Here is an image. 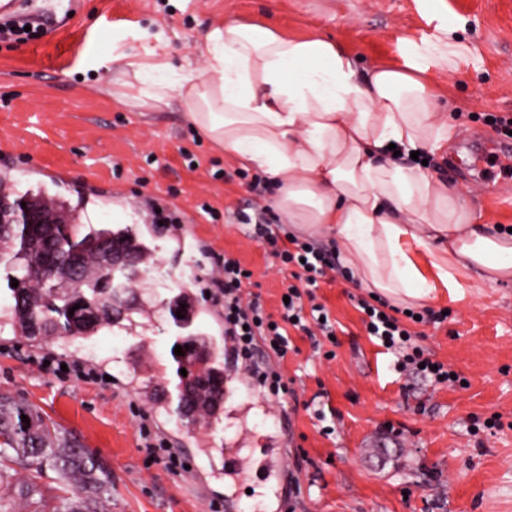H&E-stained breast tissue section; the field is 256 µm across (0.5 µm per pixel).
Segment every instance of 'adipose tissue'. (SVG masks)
<instances>
[{
  "label": "adipose tissue",
  "mask_w": 512,
  "mask_h": 512,
  "mask_svg": "<svg viewBox=\"0 0 512 512\" xmlns=\"http://www.w3.org/2000/svg\"><path fill=\"white\" fill-rule=\"evenodd\" d=\"M199 52L201 68L180 72L130 62L133 79L113 81V97L149 108L178 98L214 146L280 183L283 223L334 241L358 282L392 304L457 297L470 272L489 285L512 278V233L481 223L470 189L398 159L455 136L430 77L452 69L447 36L363 76L336 42L264 27L213 26Z\"/></svg>",
  "instance_id": "adipose-tissue-1"
}]
</instances>
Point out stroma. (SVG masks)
Returning <instances> with one entry per match:
<instances>
[{"label":"stroma","mask_w":512,"mask_h":512,"mask_svg":"<svg viewBox=\"0 0 512 512\" xmlns=\"http://www.w3.org/2000/svg\"><path fill=\"white\" fill-rule=\"evenodd\" d=\"M17 18L43 36L0 50V173L17 193L43 194L75 207L77 221L131 228L163 267L140 289L144 309L189 289L190 333L224 346V313L206 289L212 257L230 253L254 273L268 311L280 304L284 275L233 211L270 204L236 177L237 163L197 131L178 101L150 109L112 98L120 57L164 53L175 69L199 66L198 45L219 21L270 28L288 37L313 33L338 42L359 68L402 64L412 45L448 24L459 44L454 74L434 71L449 97L442 118L458 128L447 149L428 155L444 182L477 186L469 205L484 223L512 227V174L486 162L465 174L449 159L465 145L498 138L488 115L512 117V0H18ZM178 223L153 232L154 204ZM210 212H203L202 204ZM460 298H445L444 324L416 325L417 344L461 379L432 385L394 371L391 355L368 338L356 299L365 288L337 275L318 295L338 323L333 359L309 337L282 366L294 395L269 401L247 378L228 383L219 418L186 429L174 413L141 397L153 381L174 398L172 348L182 328L169 316L132 331L36 342L0 326V394L37 406L108 466L110 512H208L234 496L239 512H512V279L490 286L464 278ZM79 361L110 376L106 386L62 382L41 357ZM151 370L136 373L141 356ZM139 406L152 431L180 450L189 473L145 468L138 450ZM335 425L324 436L322 424ZM393 432H386V425ZM246 466L224 474L219 449ZM15 512H52L58 479L46 471L39 494L11 475Z\"/></svg>","instance_id":"obj_1"}]
</instances>
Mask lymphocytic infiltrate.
<instances>
[{
	"label": "lymphocytic infiltrate",
	"instance_id": "1",
	"mask_svg": "<svg viewBox=\"0 0 512 512\" xmlns=\"http://www.w3.org/2000/svg\"><path fill=\"white\" fill-rule=\"evenodd\" d=\"M266 214L262 208L255 215H243L242 221L250 225L252 238L278 260L281 271L287 272L283 288L287 303L277 312L266 311L259 295L249 291L251 276L238 259L228 255L216 258L210 279L224 311V340L230 345L231 362L247 373L252 390L276 398L290 392L279 370L290 350V330L309 336L318 332L331 341L336 338V324L318 302L316 291L321 283L333 281L337 263L335 247L299 237L286 225L268 221ZM357 305L364 312L368 336L396 356L399 372L436 383L451 381V371L436 365L427 350L414 342L412 331L386 300L361 297Z\"/></svg>",
	"mask_w": 512,
	"mask_h": 512
}]
</instances>
